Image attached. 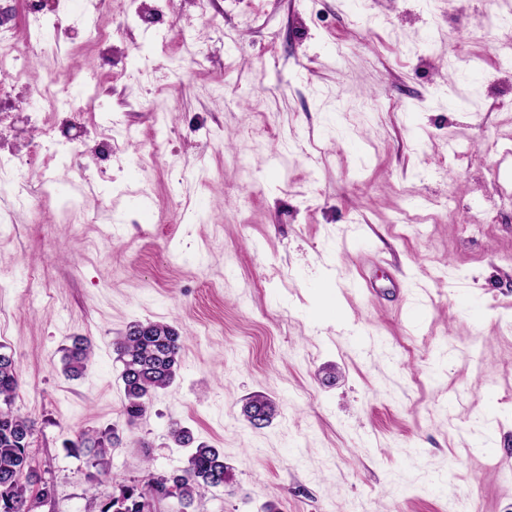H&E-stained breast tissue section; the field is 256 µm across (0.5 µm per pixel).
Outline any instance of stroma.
Returning <instances> with one entry per match:
<instances>
[{
	"mask_svg": "<svg viewBox=\"0 0 512 512\" xmlns=\"http://www.w3.org/2000/svg\"><path fill=\"white\" fill-rule=\"evenodd\" d=\"M0 22V154L71 153L0 176L33 512L180 472L175 426L233 472L193 512H512V0H0ZM146 321L185 343L131 427L114 341ZM254 394L279 407L261 429ZM83 432L121 442L74 452ZM90 343L84 337H76L64 355V370L71 377H78L90 358Z\"/></svg>",
	"mask_w": 512,
	"mask_h": 512,
	"instance_id": "obj_1",
	"label": "stroma"
}]
</instances>
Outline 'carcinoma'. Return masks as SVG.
<instances>
[{
  "instance_id": "1",
  "label": "carcinoma",
  "mask_w": 512,
  "mask_h": 512,
  "mask_svg": "<svg viewBox=\"0 0 512 512\" xmlns=\"http://www.w3.org/2000/svg\"><path fill=\"white\" fill-rule=\"evenodd\" d=\"M115 346L123 365V415L126 423L133 426L146 413L152 395L173 383L182 336L168 324L139 322L131 325ZM90 353L86 338H74L64 355L65 372L71 377L81 375ZM18 387L19 372L14 358L0 353V405H6L0 408V512H30L32 503L28 490L36 484L27 454L31 422L8 409ZM277 412L278 405L262 395L253 396L244 407V415L250 423L261 415L268 424ZM170 435L178 446L193 447L188 465L168 478H150L140 488H124L104 512H142V500L156 488L165 490V497L176 499L181 512H189L203 491L233 480L230 468L224 463L223 451L203 442L194 444V437L186 427L173 428Z\"/></svg>"
}]
</instances>
